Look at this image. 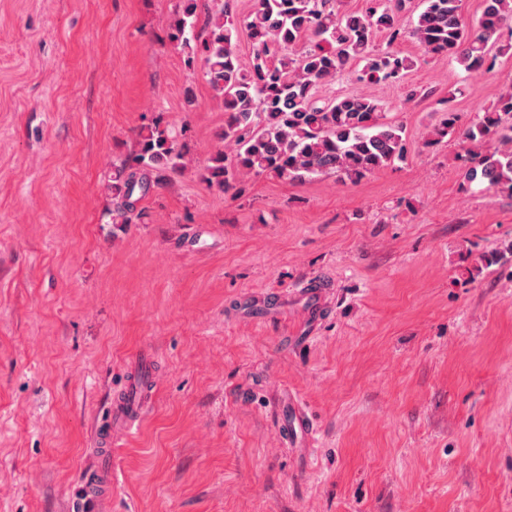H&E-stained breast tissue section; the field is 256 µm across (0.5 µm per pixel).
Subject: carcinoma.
<instances>
[{
	"instance_id": "obj_1",
	"label": "carcinoma",
	"mask_w": 512,
	"mask_h": 512,
	"mask_svg": "<svg viewBox=\"0 0 512 512\" xmlns=\"http://www.w3.org/2000/svg\"><path fill=\"white\" fill-rule=\"evenodd\" d=\"M462 0H422L410 31L400 24L407 0H371L363 11H348L343 0H256L241 18L232 0H183L169 37L187 64L203 61V77L224 104V149L208 160L207 187L228 193L250 176L303 181L337 174L357 180L406 159L403 128L381 121L385 105L357 94L328 100L319 89L359 66L356 80L380 83L402 79L413 61L393 49L410 35L427 55L446 56L469 71L489 70L512 56V0H482L471 27ZM248 31L253 51L248 66L238 59L234 38ZM508 38H503V31ZM387 36L386 48L375 44ZM512 91L497 107L467 127L452 111L435 134L473 147L494 142L484 154L471 152L465 177L512 192ZM173 129L155 121L139 134L137 148L112 165L110 223L128 224L137 203L185 168Z\"/></svg>"
}]
</instances>
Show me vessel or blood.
<instances>
[{
    "label": "vessel or blood",
    "instance_id": "1",
    "mask_svg": "<svg viewBox=\"0 0 512 512\" xmlns=\"http://www.w3.org/2000/svg\"><path fill=\"white\" fill-rule=\"evenodd\" d=\"M326 295V289L314 283L297 291V298L306 307L308 320L315 322L321 318ZM156 391L157 380L150 359L134 361L127 371L125 389L109 397L103 416L94 421L91 454L98 465L81 487V494L91 512H96L99 505L111 500L114 445L119 437L133 434L143 416L152 408ZM271 414L277 420L283 444L292 447L300 441L305 448L314 449L318 430L307 406L298 397H291L284 404H272Z\"/></svg>",
    "mask_w": 512,
    "mask_h": 512
}]
</instances>
